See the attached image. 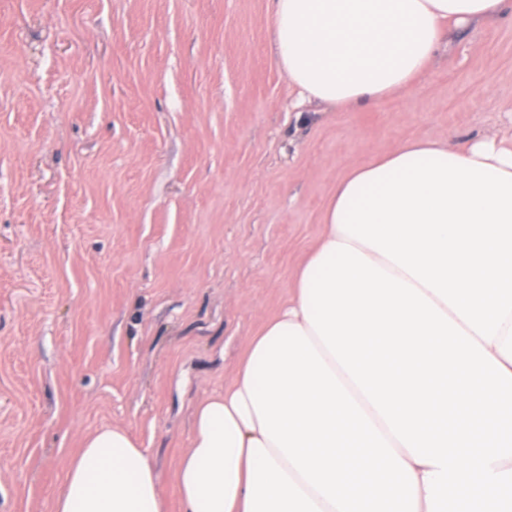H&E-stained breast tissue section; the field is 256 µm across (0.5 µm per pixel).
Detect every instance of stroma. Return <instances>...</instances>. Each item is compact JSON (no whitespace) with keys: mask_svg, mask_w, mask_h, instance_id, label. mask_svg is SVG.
Masks as SVG:
<instances>
[{"mask_svg":"<svg viewBox=\"0 0 512 512\" xmlns=\"http://www.w3.org/2000/svg\"><path fill=\"white\" fill-rule=\"evenodd\" d=\"M271 0H0V512H52L103 426L168 512L223 392L315 247L348 164L512 136V26L473 24L367 108L299 101Z\"/></svg>","mask_w":512,"mask_h":512,"instance_id":"1","label":"stroma"}]
</instances>
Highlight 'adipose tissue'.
<instances>
[{
    "label": "adipose tissue",
    "instance_id": "1",
    "mask_svg": "<svg viewBox=\"0 0 512 512\" xmlns=\"http://www.w3.org/2000/svg\"><path fill=\"white\" fill-rule=\"evenodd\" d=\"M301 96L368 105L416 81L449 29L512 23V0H273ZM436 150L512 174V138L428 136L351 164L292 293L230 386L200 402L176 469L183 512H512V362L335 210L358 177ZM53 512H166L121 428L90 434Z\"/></svg>",
    "mask_w": 512,
    "mask_h": 512
}]
</instances>
